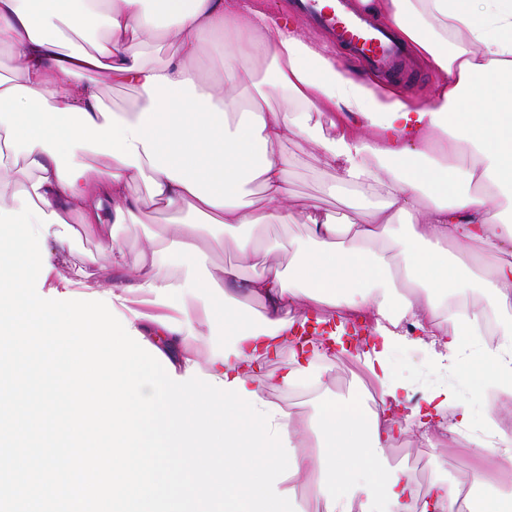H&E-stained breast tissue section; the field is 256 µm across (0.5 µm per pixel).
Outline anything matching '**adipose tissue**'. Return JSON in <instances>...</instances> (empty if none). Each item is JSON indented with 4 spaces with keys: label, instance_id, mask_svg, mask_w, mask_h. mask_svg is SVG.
<instances>
[{
    "label": "adipose tissue",
    "instance_id": "ef3b65f1",
    "mask_svg": "<svg viewBox=\"0 0 512 512\" xmlns=\"http://www.w3.org/2000/svg\"><path fill=\"white\" fill-rule=\"evenodd\" d=\"M358 6L395 27L438 74L433 94L375 91L289 19L250 0H64L60 8L0 0V49L19 53L11 76L0 78V144L22 160L18 189L45 213L82 225L111 256L116 278L105 296L176 375L196 364L262 399L272 386L320 390L335 358L326 345L343 342L333 317L367 318L372 338L356 359L379 390L378 406L327 398L302 418L276 416L298 466L281 489L320 499L324 512H460L459 485L437 478L415 498L385 450L395 434L433 424L472 429L471 405L445 386L410 402V380L393 356L424 350L432 371L452 368L512 403V0ZM95 22L105 37L93 51L63 52L66 34ZM160 39L175 44L174 56L146 64L142 47ZM207 41L221 75L208 89L194 65ZM256 60L271 63V80L261 79ZM106 80L139 89L141 101L108 110ZM291 139L311 143L324 170L351 189L342 212L291 195V172L307 163L284 153ZM139 181L147 197L132 193ZM147 203L176 225L152 233L131 274L118 233L138 223ZM298 222L308 235L285 267L261 231ZM206 236L230 243L241 259H261L262 271L208 274L197 245ZM472 241L486 246L492 266L448 251ZM173 256L180 270H172ZM460 288L479 290L487 307H449ZM136 298L150 312L132 308ZM249 303L259 307L258 321L242 319ZM311 317L323 335L310 340V359L256 384L262 355ZM217 327L223 349L200 359L195 343Z\"/></svg>",
    "mask_w": 512,
    "mask_h": 512
}]
</instances>
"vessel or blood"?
<instances>
[{
    "label": "vessel or blood",
    "instance_id": "obj_1",
    "mask_svg": "<svg viewBox=\"0 0 512 512\" xmlns=\"http://www.w3.org/2000/svg\"><path fill=\"white\" fill-rule=\"evenodd\" d=\"M296 7L312 28L327 33L364 67L385 77L408 74L404 43L358 10L353 0H296Z\"/></svg>",
    "mask_w": 512,
    "mask_h": 512
}]
</instances>
